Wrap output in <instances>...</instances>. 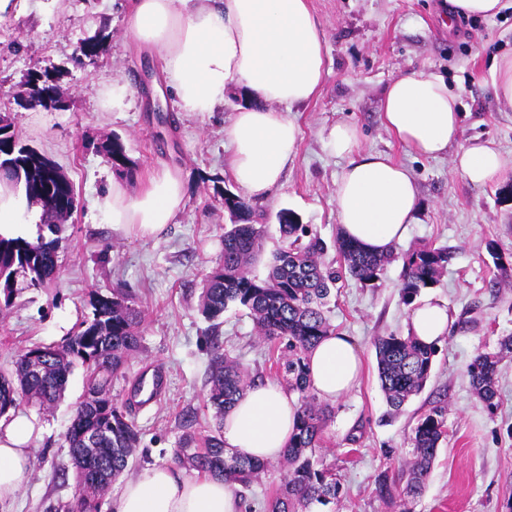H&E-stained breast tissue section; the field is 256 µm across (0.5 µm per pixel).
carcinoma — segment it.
I'll return each mask as SVG.
<instances>
[{"label": "carcinoma", "instance_id": "1", "mask_svg": "<svg viewBox=\"0 0 512 512\" xmlns=\"http://www.w3.org/2000/svg\"><path fill=\"white\" fill-rule=\"evenodd\" d=\"M109 35L101 29L83 39L79 59H93L107 48ZM32 90L29 104L58 109L59 77L49 72L28 74ZM112 168L131 170L125 147L116 138L96 146ZM0 174L20 187L42 209L43 226L52 237L34 241L0 237V314L11 305L18 276L39 288L55 277L58 234L76 208L73 185L54 161L22 145L9 116L0 114ZM224 210L232 224L224 231V255L206 276L199 300L201 314L217 329L231 305L247 311L259 335L282 346V367L288 390L300 395L295 432L282 456L284 479L265 504L264 512H305L310 505H327L338 499L339 487L326 464L323 434L331 411L315 393L306 372L307 353L333 333L326 306L336 285L348 276L361 284L381 279L386 267L402 261L401 301L413 303L421 289L437 283L453 259L448 248L413 247L401 255L373 254L339 236L338 266L323 260L327 246L298 214L283 209L277 214L280 246L272 253L267 274L255 272L266 225L254 220V210L242 196L230 191L222 195ZM92 317L80 322L77 332L59 345L36 346L22 353L13 370L0 373V416L25 398L44 409L52 408L63 395L73 369L85 367L86 390L79 402L66 440L75 471L77 491L66 512H98L99 501L112 481L120 476L136 452L140 429L128 410L112 399V379L140 347L143 316L128 294H93ZM378 378L388 414L400 412L422 392L431 375L438 346H427L414 336L391 333L375 341ZM512 355V336L503 338L495 352H479L467 365L471 386L485 407H497V373L502 360ZM208 405L215 425L200 438L186 433L173 462L185 469L224 478L228 484L248 488L267 469V463L224 448V414L251 387L248 369L237 359L213 347L208 372ZM448 406L437 404L422 415L410 438L411 458L406 461V486L398 489L388 472L375 481V494L385 504L411 512L409 500L417 498L447 439Z\"/></svg>", "mask_w": 512, "mask_h": 512}]
</instances>
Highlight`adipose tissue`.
<instances>
[{"label": "adipose tissue", "instance_id": "obj_1", "mask_svg": "<svg viewBox=\"0 0 512 512\" xmlns=\"http://www.w3.org/2000/svg\"><path fill=\"white\" fill-rule=\"evenodd\" d=\"M129 45L157 52L165 84L183 112L207 113L224 103L228 87L247 98L224 129L235 182L248 198H267L298 155L294 109L313 99L327 73L322 26L309 0H130L125 11ZM457 95L439 76L414 71L387 86L381 118L386 130L411 153L447 154L459 135ZM324 147L347 158L336 184L341 232L368 252L401 241L419 208L410 170L383 153L361 147L355 124L339 122L322 132ZM504 165L491 142L476 140L458 150L455 168L470 182L494 180ZM178 170L162 167L137 196L113 184L99 208L113 230L126 237L157 239L184 200ZM32 206L24 191L0 179V235H26ZM410 332L425 344L448 334V309L432 298L416 304ZM308 373L319 398L338 399L355 385L362 361L352 337L334 333L308 354ZM299 405L273 382L249 388L224 416V445L262 461L281 457ZM39 430L26 415L0 418V506L10 504L31 470ZM107 512H244L240 498L210 475L190 477L173 465L147 467L122 483Z\"/></svg>", "mask_w": 512, "mask_h": 512}]
</instances>
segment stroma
<instances>
[{"label":"stroma","instance_id":"1","mask_svg":"<svg viewBox=\"0 0 512 512\" xmlns=\"http://www.w3.org/2000/svg\"><path fill=\"white\" fill-rule=\"evenodd\" d=\"M490 18L449 20L444 0H310L327 40L329 73L318 96L296 112L298 155L281 185L253 202L266 224L265 253L279 244L277 214L289 209L312 225L337 257L336 182L346 164L324 148L321 132L339 121L362 133V147L389 154L414 175L420 206L404 252L417 244L448 247L454 257L422 297L444 301L452 320L438 346L433 370L420 394L397 415L378 380L374 342L406 333L411 309L400 300L402 264L387 266L380 287L343 283L329 304L334 330L353 336L365 372L348 395L332 401L334 415L323 451L341 488L335 507L312 512H390L374 491L378 473L405 484L404 464L412 430L437 401L448 405V437L439 448L413 512H512V357L498 375L499 405L487 410L475 394L466 366L480 352H494L512 336V106L493 92L489 66L512 55V0ZM127 0H20L19 11L0 22V113H9L23 145L56 162L74 186L78 208L65 225L57 273L41 288L18 279L12 304L0 318V372L34 346L62 343L90 316L93 293L129 292L143 310L141 346L112 383V395L132 406L141 431L128 475L170 463L182 435L203 434L213 423L207 410V372L213 344L240 360L256 382L287 385L276 345L259 339L238 307L224 313L219 330L199 310L205 275L224 253L229 216L223 191L238 192L227 162L224 128L241 103L230 87L211 113L179 111L160 77L156 58L135 53L123 37ZM111 38L97 60L76 63L78 43L99 29ZM49 69L59 76L60 110L24 107L26 74ZM423 70L440 76L460 101L458 146L494 141L506 164L493 182L471 184L455 171L452 155L433 160L409 154L383 127L381 100L389 82ZM117 80L130 94L118 112L97 108L100 88ZM118 137L133 163L131 173L112 169L96 145ZM179 169L184 205L157 241L116 235L95 202L112 182L137 193L142 178L160 166ZM502 263V264H503ZM160 373L156 400L140 403L144 380ZM85 374L75 367L62 399L49 410L20 400L17 411L43 428L34 442L33 466L8 512H63L76 492L65 440L84 394Z\"/></svg>","mask_w":512,"mask_h":512}]
</instances>
